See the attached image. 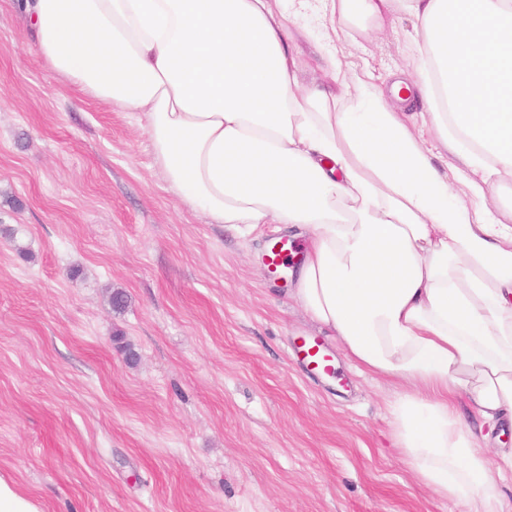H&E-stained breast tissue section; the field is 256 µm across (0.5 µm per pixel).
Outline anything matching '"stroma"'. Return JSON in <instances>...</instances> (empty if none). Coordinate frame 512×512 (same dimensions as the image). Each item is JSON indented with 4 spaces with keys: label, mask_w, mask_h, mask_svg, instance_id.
<instances>
[{
    "label": "stroma",
    "mask_w": 512,
    "mask_h": 512,
    "mask_svg": "<svg viewBox=\"0 0 512 512\" xmlns=\"http://www.w3.org/2000/svg\"><path fill=\"white\" fill-rule=\"evenodd\" d=\"M270 6L299 15L301 85L331 83L327 48L384 89L424 66L406 14L364 34ZM143 125L52 74L0 0V478L39 512H462L391 447L387 382L331 336L340 378L293 362L319 330L262 255L306 236L190 210Z\"/></svg>",
    "instance_id": "stroma-1"
}]
</instances>
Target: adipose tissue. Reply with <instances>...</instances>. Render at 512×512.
Listing matches in <instances>:
<instances>
[{"mask_svg":"<svg viewBox=\"0 0 512 512\" xmlns=\"http://www.w3.org/2000/svg\"><path fill=\"white\" fill-rule=\"evenodd\" d=\"M322 2L342 30L418 21L419 80L383 91L328 49L333 86L300 87L268 0H22L52 73L143 113L185 205L309 237L291 297L396 385L390 436L417 482L464 512H505L512 448L491 434L512 428V224L492 192L512 176V0ZM417 97L453 165L394 111Z\"/></svg>","mask_w":512,"mask_h":512,"instance_id":"ef3b65f1","label":"adipose tissue"}]
</instances>
